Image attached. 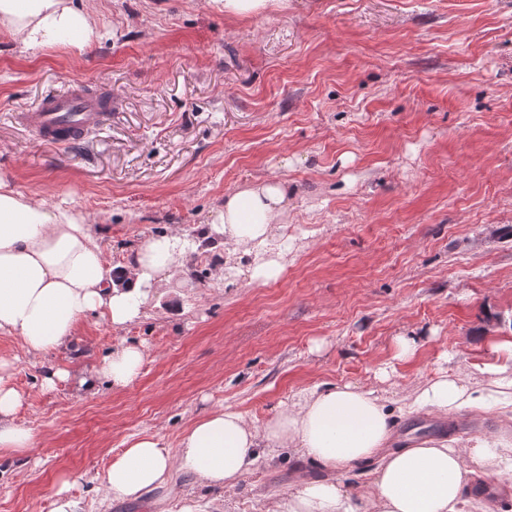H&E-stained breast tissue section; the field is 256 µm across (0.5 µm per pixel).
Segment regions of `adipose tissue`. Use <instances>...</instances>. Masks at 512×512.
Returning a JSON list of instances; mask_svg holds the SVG:
<instances>
[{"label":"adipose tissue","instance_id":"obj_1","mask_svg":"<svg viewBox=\"0 0 512 512\" xmlns=\"http://www.w3.org/2000/svg\"><path fill=\"white\" fill-rule=\"evenodd\" d=\"M0 33L35 56L99 37V14L94 0H0ZM287 208V185L261 180L226 194L209 227L250 255L251 282L277 279L283 271L277 226ZM179 243L175 234L151 236L126 264L112 265L85 215L50 208L0 178V334L16 337L23 355L40 356L63 346L88 312H101L115 327L132 323L144 313L151 288L174 277ZM495 351L485 385L473 386L443 369L404 397L405 408L512 412V340ZM145 358L140 346H120L95 377L125 388ZM7 368L0 361V449L30 448L37 435L15 420L24 395ZM95 377L83 378L82 387L93 389ZM392 439L393 415L383 396L351 383L329 384L299 392L259 426L224 406L199 414L173 445L154 433L131 436L105 471L104 499L139 500L177 473L231 494L261 455L284 448L320 463L329 476L302 480L278 512H488L489 499L472 493V486L484 478H512V439L500 432L464 441L424 440L397 450L389 447ZM371 459L378 462L372 488L353 497L338 475Z\"/></svg>","mask_w":512,"mask_h":512}]
</instances>
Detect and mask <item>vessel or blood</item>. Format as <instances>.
I'll use <instances>...</instances> for the list:
<instances>
[{
	"label": "vessel or blood",
	"mask_w": 512,
	"mask_h": 512,
	"mask_svg": "<svg viewBox=\"0 0 512 512\" xmlns=\"http://www.w3.org/2000/svg\"><path fill=\"white\" fill-rule=\"evenodd\" d=\"M111 116V99L78 83L45 97L34 110L18 113L17 120L39 140L75 149Z\"/></svg>",
	"instance_id": "vessel-or-blood-1"
}]
</instances>
